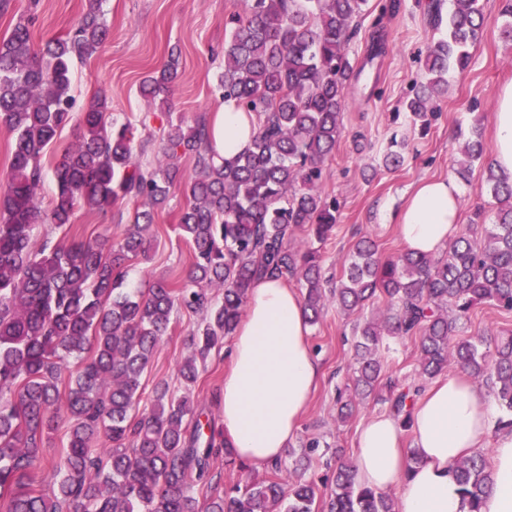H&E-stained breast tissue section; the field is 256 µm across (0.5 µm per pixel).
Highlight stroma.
<instances>
[{"label":"stroma","mask_w":512,"mask_h":512,"mask_svg":"<svg viewBox=\"0 0 512 512\" xmlns=\"http://www.w3.org/2000/svg\"><path fill=\"white\" fill-rule=\"evenodd\" d=\"M432 0H369L358 17L356 35L348 45L353 66L350 93L341 113V137L325 161L321 191L336 202V227L319 249L323 273L338 281L354 243L371 236L381 255L402 252L395 224L411 189L424 178L453 177L461 191V233L480 239L494 220L495 201L481 167L459 174L456 163L471 131L484 141L492 139L491 114L500 86L512 82V44L500 29L506 23L501 0H482L485 23L481 43L471 51L464 72L448 75V93L434 103L435 116L428 131H421L406 113L403 102L421 80L426 53L445 36L446 24L434 22ZM246 0H104L103 11L110 36L100 52L75 62L73 94L76 112H83L98 94L109 102V119L129 123L137 138L161 140L169 121H194L209 116L219 102L218 76L224 69V41L230 34L229 18L242 11ZM35 8L32 29L35 44L60 37L76 26L86 9L85 0H5L0 6V38L17 17ZM380 32L384 52L368 59L370 36ZM179 58L178 78L169 109L142 97L139 84L169 55ZM405 142V162L396 170L384 168L382 159L391 140ZM187 205L183 185L171 188L167 202L155 208L150 258L132 261L127 284L144 288L163 277L174 284L185 281L190 266V246L178 224ZM134 204L121 202L107 213L77 210L72 234L119 240L128 227ZM200 317L175 311L164 341L142 383L153 388L168 383L176 395L190 394L210 418L221 420L218 390L227 365L225 350L213 351L191 391H184L178 366L187 354L185 339ZM357 318L345 315L328 302L319 324L308 336L310 347L323 367V378L302 417L294 439L280 458L282 467L295 465L294 454L308 438L341 446L344 458L356 449L357 432L372 415L388 411L387 389L357 407L347 421L337 417V389L352 382V342ZM512 334V311L491 304L475 306L463 321L459 335L494 340ZM383 369L401 383H413L418 366L414 340L392 338L382 352Z\"/></svg>","instance_id":"stroma-1"}]
</instances>
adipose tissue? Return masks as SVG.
I'll use <instances>...</instances> for the list:
<instances>
[{"label": "adipose tissue", "instance_id": "ef3b65f1", "mask_svg": "<svg viewBox=\"0 0 512 512\" xmlns=\"http://www.w3.org/2000/svg\"><path fill=\"white\" fill-rule=\"evenodd\" d=\"M493 123V162L512 175L511 82L497 93ZM208 125L218 161L243 152L256 131L254 115L233 99L220 102ZM460 208V189L452 179L420 183L397 224L405 248L437 254L457 237ZM308 333L297 290L274 275L253 284L246 316L230 340L220 398L224 444L251 467L263 468L281 456L318 386L322 369ZM495 416L492 397L478 384L460 374L442 377L412 406L408 421L381 413L365 422L352 460L356 477L378 491L396 490L397 512H468L451 468L487 446L493 481L480 512H512V430H495Z\"/></svg>", "mask_w": 512, "mask_h": 512}]
</instances>
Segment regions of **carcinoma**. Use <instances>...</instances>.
Returning <instances> with one entry per match:
<instances>
[{
    "label": "carcinoma",
    "mask_w": 512,
    "mask_h": 512,
    "mask_svg": "<svg viewBox=\"0 0 512 512\" xmlns=\"http://www.w3.org/2000/svg\"><path fill=\"white\" fill-rule=\"evenodd\" d=\"M101 4L86 0L77 28L40 47L25 14L0 40V124L13 135L0 193V512H396L388 496L358 482L347 461L332 470L319 509L315 482L278 465L268 479L219 490L211 483L213 458L222 452L224 463L236 462L223 433L196 417L190 396L171 394L165 383L143 398L142 377L175 310L202 314L179 365L190 388L243 317L253 283L267 274H299L311 325L329 297L348 313L385 299L379 317L356 323L353 387L347 400L337 398L340 418L381 386L391 412L405 417L421 382L452 365L490 379L495 400L512 414V336L498 340L492 356L484 337H458L475 305L512 310V178L486 166L500 207L482 242L463 236L439 258L403 251L383 259L363 236L336 287L326 289L312 244L332 231L336 203L322 196L319 183L340 138L353 75L346 47L367 0H251L231 19L219 76L223 98L256 116L250 146L216 166L207 119H181L169 124L160 157L143 164L131 125L108 121L107 102L97 98L83 111L77 142L54 166L55 194L45 210L38 193L45 150L73 117L72 62L98 53L107 38ZM483 26L482 0H453L448 35L429 49L424 81L404 103L412 117H427L431 100L448 90L449 70L468 67ZM178 66L170 56L142 80L141 94L168 104ZM403 150L391 142L385 166L400 167ZM487 154L481 139L468 141L466 168ZM184 155L195 161L188 179L178 164ZM177 183L188 194L179 227L193 244L188 280L179 287L165 278L145 289L125 283V264L148 257L146 209L134 213L115 247L95 238L52 246L33 238L36 224L69 232L78 209L106 212L125 199L161 206ZM389 337L417 340L418 383L382 376L380 352ZM61 409L71 425L64 454L51 462L47 492L35 469ZM102 437L112 447H94ZM452 472L469 512H479L492 483L485 457L463 458ZM197 487L206 489L201 501Z\"/></svg>",
    "instance_id": "carcinoma-1"
}]
</instances>
